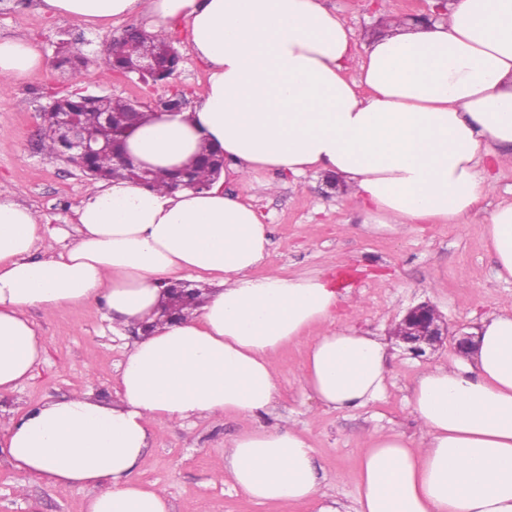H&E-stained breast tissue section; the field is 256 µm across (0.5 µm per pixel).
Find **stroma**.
Masks as SVG:
<instances>
[{
  "instance_id": "obj_1",
  "label": "stroma",
  "mask_w": 512,
  "mask_h": 512,
  "mask_svg": "<svg viewBox=\"0 0 512 512\" xmlns=\"http://www.w3.org/2000/svg\"><path fill=\"white\" fill-rule=\"evenodd\" d=\"M435 0H324L351 28L357 45L391 33L394 19L416 16L436 21ZM145 18L117 19L86 26L53 17L41 0H0V37H21L37 48L42 70L31 77L8 79L0 94V189L14 192L43 223L63 228L73 223L92 181L65 158L47 157L38 134L39 114L52 92H66L54 68L60 41L70 42L88 59L129 26ZM82 91L149 100L167 94L166 85L144 87L138 80H109L89 75ZM278 187L267 192L253 181L234 178L226 194L254 205L269 228L270 245L261 276L273 267L289 276H322L338 289L362 298L356 312L341 310L343 321L383 337L388 344L386 391L380 401L345 412L319 411L297 376L304 344L283 348L277 360L280 390L275 412L262 416L265 426L294 424L305 432L314 451L322 490L328 499L351 505L358 495L357 470L368 433L377 427H401L417 436L411 394L426 367L447 363L453 350L443 346L415 358L398 345L394 329L406 311L422 302L435 306L449 330L477 328L486 317L512 308V280L495 273L496 262L485 239V217L498 203L512 201V167L496 170L489 196L459 224H414L408 232H366L368 215L349 200L342 182L312 170L299 178L273 174ZM29 316L44 341V357L33 376L11 396L0 399V415L21 406L60 401L79 390L111 401L127 338L113 333L101 304L68 307L46 317ZM249 421L224 414L194 426L153 427L150 454L137 477L163 489L173 512H318V504H264L250 500L231 483L220 482L224 448L249 428ZM88 492L79 487L50 486L25 480L0 463V512H83Z\"/></svg>"
}]
</instances>
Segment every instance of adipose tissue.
<instances>
[{"mask_svg": "<svg viewBox=\"0 0 512 512\" xmlns=\"http://www.w3.org/2000/svg\"><path fill=\"white\" fill-rule=\"evenodd\" d=\"M81 24L148 16V33L186 23L208 65L196 103L134 129L126 149L152 170H177L209 144L225 174L341 175L378 227L458 224L491 192L479 167L512 164V0H451L446 17L401 29L356 54L322 0H43ZM357 76L347 79L349 63ZM43 67L24 39H0V75ZM79 237L56 249L31 208L0 192V395L19 389L44 343L28 309L50 316L103 303L134 326L172 279L193 277L205 304L129 347L114 401L86 391L10 417L0 449L19 474L87 489L85 512H171L137 480L150 434L230 412L253 419L278 398L283 347L305 342L304 389L322 410L357 409L385 393L387 349L339 319L341 298L319 276L250 272L268 228L220 183L175 192L132 181L89 189ZM498 277H512V201L487 219ZM412 439L377 428L360 458L353 512H512V310L482 321L470 362L423 371L412 393ZM234 488L258 502L321 495L313 449L295 426H258L224 450Z\"/></svg>", "mask_w": 512, "mask_h": 512, "instance_id": "adipose-tissue-1", "label": "adipose tissue"}]
</instances>
